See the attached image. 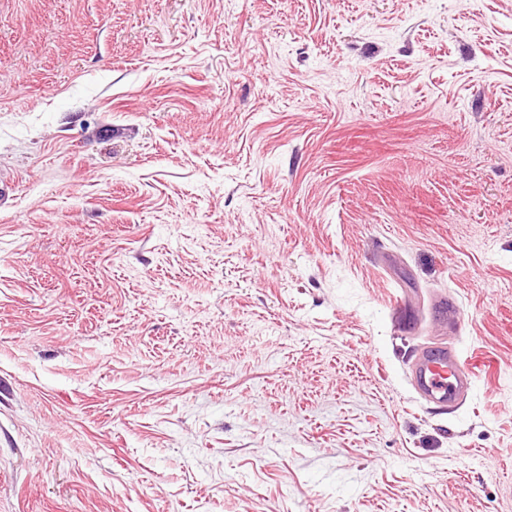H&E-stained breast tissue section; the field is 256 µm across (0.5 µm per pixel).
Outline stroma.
Returning a JSON list of instances; mask_svg holds the SVG:
<instances>
[{
	"label": "stroma",
	"mask_w": 512,
	"mask_h": 512,
	"mask_svg": "<svg viewBox=\"0 0 512 512\" xmlns=\"http://www.w3.org/2000/svg\"><path fill=\"white\" fill-rule=\"evenodd\" d=\"M0 512H512V0H0ZM473 372L453 348L430 347L411 371L417 392L426 400L453 404L469 389Z\"/></svg>",
	"instance_id": "stroma-1"
}]
</instances>
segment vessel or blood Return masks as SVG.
Masks as SVG:
<instances>
[{
	"instance_id": "1",
	"label": "vessel or blood",
	"mask_w": 512,
	"mask_h": 512,
	"mask_svg": "<svg viewBox=\"0 0 512 512\" xmlns=\"http://www.w3.org/2000/svg\"><path fill=\"white\" fill-rule=\"evenodd\" d=\"M473 372L455 349L430 347L411 371L417 392L426 400L451 404L469 389Z\"/></svg>"
}]
</instances>
